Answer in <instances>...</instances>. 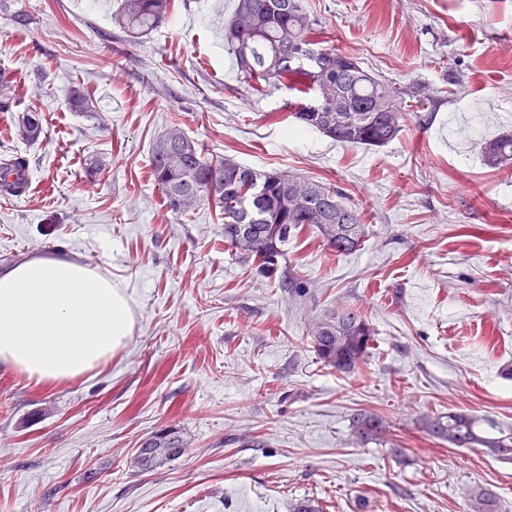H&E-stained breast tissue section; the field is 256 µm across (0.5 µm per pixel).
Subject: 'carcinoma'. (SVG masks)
<instances>
[{"instance_id": "obj_1", "label": "carcinoma", "mask_w": 512, "mask_h": 512, "mask_svg": "<svg viewBox=\"0 0 512 512\" xmlns=\"http://www.w3.org/2000/svg\"><path fill=\"white\" fill-rule=\"evenodd\" d=\"M175 7V0H122L114 20L132 37L159 27ZM316 34L308 0H236L224 23V44L250 88L304 86L306 98L295 103L293 112L301 126L349 146L391 142L403 127L406 90L371 74L351 56L321 46ZM18 132L29 143L39 141L43 117L23 114ZM483 159L490 169L512 171V132L487 141ZM151 176L175 214L206 203L219 208L224 242L239 260L257 263L268 275L286 260L291 233L306 225L340 254L359 249L367 236L361 214L338 200L335 187L290 172H258L208 153L177 124L153 142ZM27 183L26 157L0 160L1 189L18 196ZM310 333L317 358L338 372L354 371L373 351L374 330L356 308L325 312ZM350 429L361 444L385 442L390 434L386 419L369 410L352 414ZM426 430L454 448H486L497 459L512 461V430L502 429L488 415L450 410L428 420ZM185 450L178 432L162 430L137 448L134 466L148 471ZM477 504V512H495V492L481 489Z\"/></svg>"}]
</instances>
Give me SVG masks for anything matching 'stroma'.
<instances>
[{
    "instance_id": "1",
    "label": "stroma",
    "mask_w": 512,
    "mask_h": 512,
    "mask_svg": "<svg viewBox=\"0 0 512 512\" xmlns=\"http://www.w3.org/2000/svg\"><path fill=\"white\" fill-rule=\"evenodd\" d=\"M234 5L176 0L131 38L119 0H0V157L29 160L26 191L0 197V266L64 250L127 288L135 313L123 350L71 380L0 364V512H288L304 497L324 512H474L482 487L512 512V462L424 429L451 408L512 428V173L481 158L512 130V0H309L327 45L413 91L397 138L370 148L290 136L298 92L252 90L224 47ZM76 84L91 111L71 108ZM31 110L35 145L13 126ZM174 121L210 153L333 185L364 245L340 255L305 226L284 276L235 260L218 208L172 213L150 177ZM346 306L375 329L351 375L309 336ZM361 409L394 445L354 443ZM164 428L185 452L138 471Z\"/></svg>"
}]
</instances>
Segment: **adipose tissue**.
Instances as JSON below:
<instances>
[{
    "label": "adipose tissue",
    "mask_w": 512,
    "mask_h": 512,
    "mask_svg": "<svg viewBox=\"0 0 512 512\" xmlns=\"http://www.w3.org/2000/svg\"><path fill=\"white\" fill-rule=\"evenodd\" d=\"M133 325L125 288L65 252L0 271V363L29 378L86 372L120 351Z\"/></svg>",
    "instance_id": "1"
}]
</instances>
